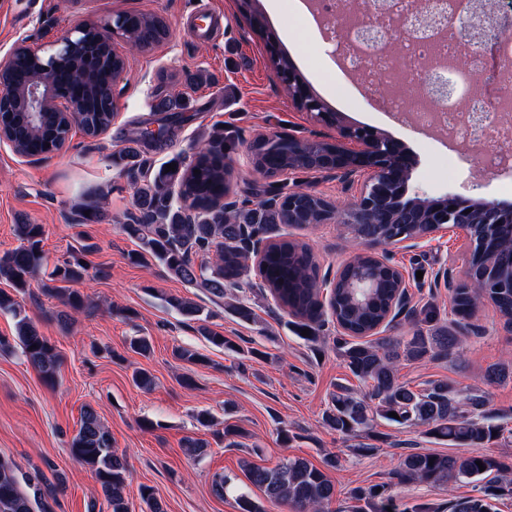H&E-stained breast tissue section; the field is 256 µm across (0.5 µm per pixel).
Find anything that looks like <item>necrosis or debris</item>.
<instances>
[{
  "instance_id": "necrosis-or-debris-1",
  "label": "necrosis or debris",
  "mask_w": 512,
  "mask_h": 512,
  "mask_svg": "<svg viewBox=\"0 0 512 512\" xmlns=\"http://www.w3.org/2000/svg\"><path fill=\"white\" fill-rule=\"evenodd\" d=\"M316 11L325 18V37L337 42L341 51L340 63L350 74L360 76L364 83L376 84L378 76H386L389 83L413 89L415 104L406 107L402 94L381 100L387 112H410L414 125L436 127L449 133L452 139L464 140L479 149L477 162L483 170L496 172L500 166H512V120L503 121L502 111H512V80L496 81V97H471L468 106L437 107L430 105L429 95L420 79L424 67L437 66L446 61L455 45L438 29L423 27L402 33L403 22L410 16L416 0H384L382 15L370 11V0H361L359 9L350 11L347 18L337 20V0H313ZM379 26L382 37L395 44L393 52L366 49L361 41L365 23ZM485 112L488 120L484 131L478 132L467 119L469 111Z\"/></svg>"
}]
</instances>
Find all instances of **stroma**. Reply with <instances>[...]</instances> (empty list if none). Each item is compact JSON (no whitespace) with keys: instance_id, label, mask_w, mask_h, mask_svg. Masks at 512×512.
I'll return each instance as SVG.
<instances>
[{"instance_id":"stroma-1","label":"stroma","mask_w":512,"mask_h":512,"mask_svg":"<svg viewBox=\"0 0 512 512\" xmlns=\"http://www.w3.org/2000/svg\"><path fill=\"white\" fill-rule=\"evenodd\" d=\"M259 0L268 21L267 32L239 24L236 0H0V58L26 43L47 44L78 21L105 24L121 11L162 17L169 34L161 44L128 54L112 96L116 114L111 127L91 137L73 129L66 150L35 160L17 154L0 142V254L17 246L14 227H45L46 259L26 294L18 295L19 310L27 316L62 356L58 383L47 387L25 361L20 350L0 353V459L18 469L38 466L47 479L62 477L63 486L52 512H106L107 505L94 474L69 452L85 406H92L112 434V445L125 456L131 472L126 497L131 512H142L141 486L154 489L167 512H239L235 497L246 493L263 501L250 485L243 461L272 466L300 457L322 466L334 454L339 465L328 476L337 501L358 485L387 481L410 449L448 454L458 446L427 438L421 428L401 427L378 420L383 433L377 451L352 452L351 443L323 427L321 417L337 386L363 393L364 385L345 368L336 345L335 321H326L321 353L311 352L289 326V316L275 304L268 290L253 289L245 297L253 304L256 322L241 321L198 289L172 278L155 261L131 262L138 248L121 224L133 208V191L119 179L113 164L120 150L137 144L153 167L178 152H190L200 140L223 129L238 133L245 143L232 153L234 186L230 200H242L253 186L287 184L310 189L332 203L347 205L358 189L311 172H289L266 179L256 174L248 142L259 136L287 134L300 141L335 136V129L298 110L283 89L266 49L274 38L288 51L310 88L348 124L364 125L399 141L416 160L410 192L429 198L455 193L512 205V174L490 177L478 165L459 167L449 175L448 163L460 145L402 124L379 108L383 91L356 83L338 71L330 53L305 13ZM223 18V27L203 36L190 34L189 25L203 13ZM167 92L178 95L176 109H157L160 79ZM170 128L168 137L145 139L141 133ZM100 195L102 215L97 222L80 224L75 208L84 193ZM285 238L307 242L315 257V273L322 293H329L336 272L349 257L342 226L316 228L288 225ZM80 255L88 266L76 288L88 300L75 320L63 324L55 314L62 308L42 284L54 265ZM392 264L403 273L412 302L435 300L442 317H449L451 292L436 275L452 270L464 278L468 246L463 235L440 230L416 240L414 247L389 248ZM181 297L201 305L215 332L237 346L228 351L211 345L166 302ZM134 336L148 337L152 349L143 356L130 350ZM261 357L248 356L250 348ZM181 349L194 351L207 362L194 365L178 358ZM460 359L404 363L401 381L419 386L444 380L461 389L482 393L492 415L512 419V378L491 383L487 370L512 356V328L490 301L480 302L459 334ZM146 369L154 377L151 388L137 387L132 374ZM192 385H185V377ZM208 410L213 428L200 427L193 418ZM251 432L245 448L225 447L216 435L225 422ZM295 435L282 444L278 427ZM202 439L204 455L192 454L187 439ZM231 480L225 497L211 490L214 475Z\"/></svg>"}]
</instances>
